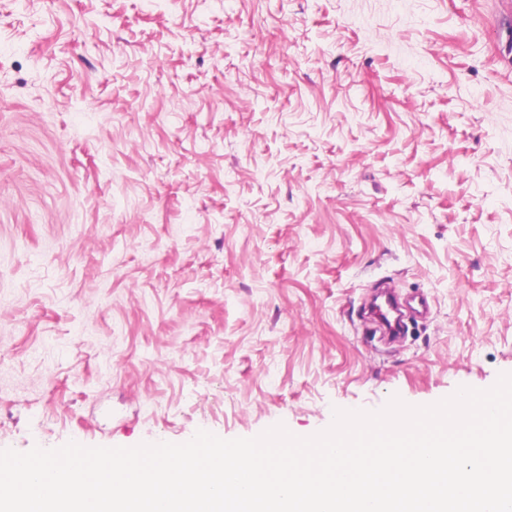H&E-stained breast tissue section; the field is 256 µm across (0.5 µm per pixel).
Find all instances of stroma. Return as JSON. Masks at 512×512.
<instances>
[{
    "label": "stroma",
    "mask_w": 512,
    "mask_h": 512,
    "mask_svg": "<svg viewBox=\"0 0 512 512\" xmlns=\"http://www.w3.org/2000/svg\"><path fill=\"white\" fill-rule=\"evenodd\" d=\"M385 283L430 311L374 348ZM504 373L501 0H0V449L306 437Z\"/></svg>",
    "instance_id": "stroma-1"
}]
</instances>
